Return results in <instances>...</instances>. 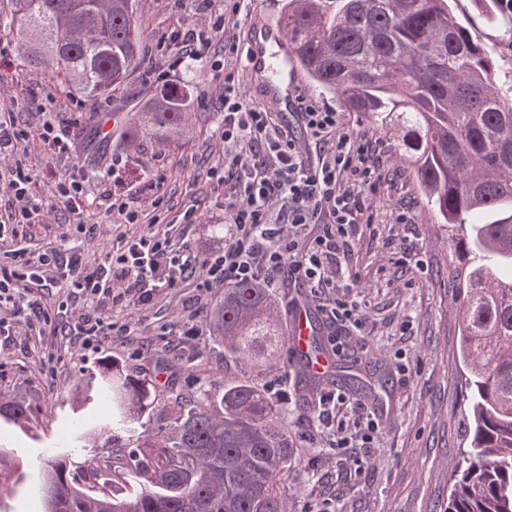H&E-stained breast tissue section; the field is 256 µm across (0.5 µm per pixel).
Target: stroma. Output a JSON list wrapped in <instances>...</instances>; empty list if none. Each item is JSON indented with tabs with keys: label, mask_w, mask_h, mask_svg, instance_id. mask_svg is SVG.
I'll return each mask as SVG.
<instances>
[{
	"label": "stroma",
	"mask_w": 512,
	"mask_h": 512,
	"mask_svg": "<svg viewBox=\"0 0 512 512\" xmlns=\"http://www.w3.org/2000/svg\"><path fill=\"white\" fill-rule=\"evenodd\" d=\"M458 21L495 61L494 80L512 92V18L477 0H447ZM139 29L146 41V60L129 83L100 103L90 116L74 87L57 84L25 60L22 40L0 36V110L11 113L19 129L34 133L41 113H56L74 146L70 158L31 149L26 164L39 196L71 168L87 175L91 187L111 190L113 197L140 202L149 179L159 182L160 215L178 221L176 241L199 256L216 247L211 227L224 221V191L207 178L222 155L218 130L224 117V94L206 68L223 60L224 43L212 40L199 53L184 58L172 80L194 89L185 138L168 142L139 138L126 147L121 134L134 113L158 90L149 71L165 52L163 41L184 25L205 27L190 0H137ZM354 129L376 138L384 156L382 188L371 201L375 223L358 225L351 238V261L361 276L357 300L368 317L366 340L350 338L338 362L355 365L362 382L353 387L331 380L329 390L343 392L372 407L382 433L369 448H327L317 436L315 400L301 374L289 372L291 402L282 425L294 445L295 462L288 472L289 512H319L323 500L338 512H444L453 475L466 448V404L460 356L459 291L449 274L457 263L453 231L427 205L419 185L401 158L393 133L376 121L348 113ZM197 208L200 221L183 223L184 212ZM413 208L415 224H389L391 212ZM100 233L91 245L69 222L64 210L49 211L43 223L25 224L0 236V249L40 251L63 240L68 251L85 261L101 258L118 229L103 208H95ZM427 256L425 272L404 269L398 262L404 243ZM221 292L205 294L189 283L154 294L145 306H114V322L127 325L125 335L112 336L98 349L78 350L62 327L73 321L87 300L73 288L44 289L46 308L59 310L57 326L28 336L0 338V396L40 410L36 431L0 416V449L13 461L8 492L0 494V512H42L39 469L59 445L76 435L109 424L112 402L99 385L85 387L88 367L100 359L116 360L125 372L152 379L159 390L183 388L196 378L217 391L225 375L245 376V365H225L210 334L184 335L186 322L206 324ZM408 331H401V322Z\"/></svg>",
	"instance_id": "1"
}]
</instances>
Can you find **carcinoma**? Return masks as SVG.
<instances>
[{"mask_svg":"<svg viewBox=\"0 0 512 512\" xmlns=\"http://www.w3.org/2000/svg\"><path fill=\"white\" fill-rule=\"evenodd\" d=\"M0 13V33L35 34L25 54L83 94L88 111L144 60L136 0H28ZM283 18L308 79L351 112L393 132L428 205L458 225L454 273L463 292L460 353L467 368V448L446 512H512V100L493 85L494 65L446 0H285ZM193 95L166 86L140 108L124 137L184 134ZM224 362L256 373L281 362L288 335L276 294L254 283L224 289L210 314ZM112 421L131 425L160 406L165 432L138 433L77 462L52 455L41 469L44 512H288L294 461L282 408L252 379L224 377L223 391L188 387L166 398L150 380L97 363ZM32 423L27 405L0 414Z\"/></svg>","mask_w":512,"mask_h":512,"instance_id":"carcinoma-1","label":"carcinoma"}]
</instances>
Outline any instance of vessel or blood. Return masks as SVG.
I'll return each instance as SVG.
<instances>
[{
    "mask_svg": "<svg viewBox=\"0 0 512 512\" xmlns=\"http://www.w3.org/2000/svg\"><path fill=\"white\" fill-rule=\"evenodd\" d=\"M245 67L262 90V101L268 111L287 117L295 111L302 84V74L295 64L283 22L259 19L252 22L245 38ZM314 328L307 311H299L294 320L290 348L308 357L306 372L310 377L330 374L334 360L330 353L310 354Z\"/></svg>",
    "mask_w": 512,
    "mask_h": 512,
    "instance_id": "b4317fda",
    "label": "vessel or blood"
}]
</instances>
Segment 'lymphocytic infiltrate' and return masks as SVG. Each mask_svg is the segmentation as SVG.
Returning a JSON list of instances; mask_svg holds the SVG:
<instances>
[{"instance_id":"1","label":"lymphocytic infiltrate","mask_w":512,"mask_h":512,"mask_svg":"<svg viewBox=\"0 0 512 512\" xmlns=\"http://www.w3.org/2000/svg\"><path fill=\"white\" fill-rule=\"evenodd\" d=\"M225 30L221 12L211 15L206 28L171 31L163 60L152 70L155 80H167L198 44L223 38ZM237 53V43L225 41L224 62L212 73L224 84L219 132L224 154L207 176L224 188L230 231L223 247L199 257L190 247H175V225L154 221L141 233L113 238L94 265L50 245L35 256L16 250L10 262L0 263V309L13 312L12 322L0 320L1 336L56 322V314L32 296L35 288L68 282L90 298L139 307L148 304L155 289L185 281L205 292L243 282L275 291L293 284L308 289L334 327L333 351H343L349 336L364 335L366 317L348 294L360 275L345 258L355 225L375 221L368 199L382 181L381 148L355 131L343 113L306 98L297 114L306 140L298 142L276 113L240 96L233 65ZM34 144L60 158L71 154L67 131L53 114H45L33 138L0 113V233L10 224L41 223L45 215L46 206L23 168L22 157ZM89 194L87 181L75 171L50 189L56 207L76 214L82 234L94 230L90 218L79 215ZM316 410L327 447L367 448L381 433L362 401L323 393Z\"/></svg>"}]
</instances>
